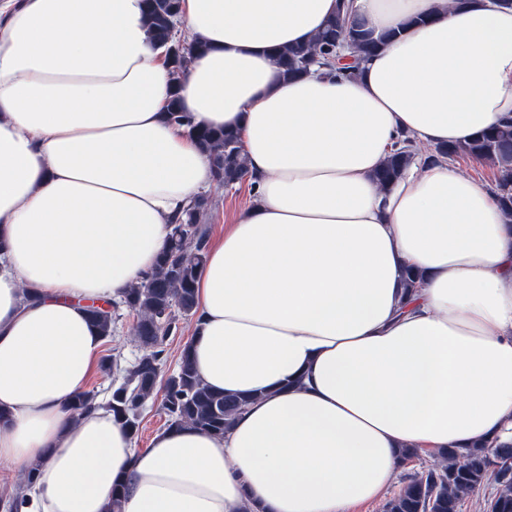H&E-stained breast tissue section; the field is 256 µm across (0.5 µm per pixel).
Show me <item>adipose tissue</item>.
Listing matches in <instances>:
<instances>
[{"instance_id": "obj_1", "label": "adipose tissue", "mask_w": 512, "mask_h": 512, "mask_svg": "<svg viewBox=\"0 0 512 512\" xmlns=\"http://www.w3.org/2000/svg\"><path fill=\"white\" fill-rule=\"evenodd\" d=\"M337 0H181L205 43L180 81L144 0H0V484L18 512H348L405 448L512 445V216L448 160L381 191L403 136L464 144L512 120V6L353 0L384 47L354 79L286 78ZM236 133L254 201L210 242L189 342L212 390L250 396L224 436L134 447L72 416L120 300L212 183L165 110ZM422 275L403 305L406 269Z\"/></svg>"}]
</instances>
